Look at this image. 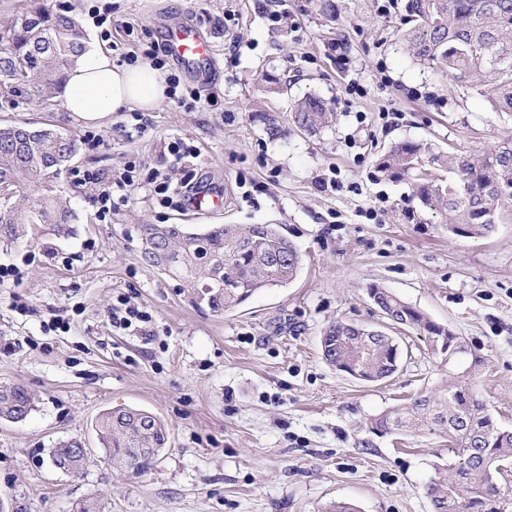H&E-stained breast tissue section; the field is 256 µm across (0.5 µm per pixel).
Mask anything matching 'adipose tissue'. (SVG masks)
Returning <instances> with one entry per match:
<instances>
[{
  "mask_svg": "<svg viewBox=\"0 0 512 512\" xmlns=\"http://www.w3.org/2000/svg\"><path fill=\"white\" fill-rule=\"evenodd\" d=\"M167 90L162 71L149 65H115L110 53L91 47L78 59L60 97L66 112L97 123L123 108L153 111Z\"/></svg>",
  "mask_w": 512,
  "mask_h": 512,
  "instance_id": "1",
  "label": "adipose tissue"
}]
</instances>
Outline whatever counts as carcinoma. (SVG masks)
Listing matches in <instances>:
<instances>
[{
    "label": "carcinoma",
    "instance_id": "1",
    "mask_svg": "<svg viewBox=\"0 0 512 512\" xmlns=\"http://www.w3.org/2000/svg\"><path fill=\"white\" fill-rule=\"evenodd\" d=\"M404 35L408 54L448 72L458 86H476L491 111L512 118V0H407ZM86 50L76 19L43 6L0 26V94L15 101L24 93L46 103ZM294 123L317 132L332 121L324 102L306 97L295 105ZM72 136L46 125L0 126V232L23 237L43 224L57 233L75 221L61 182L76 152ZM378 179L413 180L412 198L423 209L447 214L448 232L463 228L469 238L489 235L502 202L512 200V135L477 153L434 151L423 143L399 142L379 154ZM141 260L179 281L189 302L222 314L257 292L284 288L303 265L296 245L274 224H212L194 231L185 224L142 226ZM378 308L399 325L429 337L453 333L396 294L374 285ZM371 328L337 321L324 329V361L337 369L355 363L358 337ZM399 346L380 339L360 371L365 376L396 372ZM35 401L22 385L0 386V420H25ZM372 428L395 435L435 425L459 457L454 474L432 482L426 493L434 512H505L512 485L500 482L512 460V430L499 427L486 401L468 379L455 380L373 419ZM95 430L109 460L135 474L149 470L167 444V430L154 414L136 408L104 411ZM81 443L62 441L50 449L56 467L78 474L89 463Z\"/></svg>",
    "mask_w": 512,
    "mask_h": 512
}]
</instances>
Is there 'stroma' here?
<instances>
[{"mask_svg":"<svg viewBox=\"0 0 512 512\" xmlns=\"http://www.w3.org/2000/svg\"><path fill=\"white\" fill-rule=\"evenodd\" d=\"M67 11L115 64L161 43L165 27H200L215 74L204 107L165 100L125 135L129 111L91 124L37 102L0 100V124H52L81 144L62 188L77 214L65 235L41 225L0 234V384L35 397L21 422L0 420V501L15 512H73L99 495L105 512H323L344 501L358 512H433L427 485L457 458L435 427L398 436L370 421L483 363L477 388L494 419L512 429V202L484 238L449 234L438 210H412L405 180H375L392 144L480 150L511 127L478 89L454 85L415 62L403 34L405 0H44ZM107 11L105 24L93 9ZM359 93L347 94L348 85ZM336 114L311 133L295 126L298 99ZM95 135L88 146L85 135ZM191 157L175 163L170 140ZM159 169L173 187L210 178L224 206L209 214L161 208L151 186L132 189L100 221L84 171L120 175L127 162ZM145 224L278 225L303 255L288 287L265 289L221 315L190 305L176 281L145 265ZM378 285L458 338L453 357L425 335L391 324L370 300ZM146 308L149 336L113 328L119 300ZM28 312L15 310V302ZM70 327L44 333L55 315ZM342 320L394 336L399 367L364 383L325 363L323 330ZM149 411L168 442L152 468L112 467L95 423L105 410ZM77 439L90 462L75 477L53 468L49 448Z\"/></svg>","mask_w":512,"mask_h":512,"instance_id":"35a3bbf8","label":"stroma"}]
</instances>
